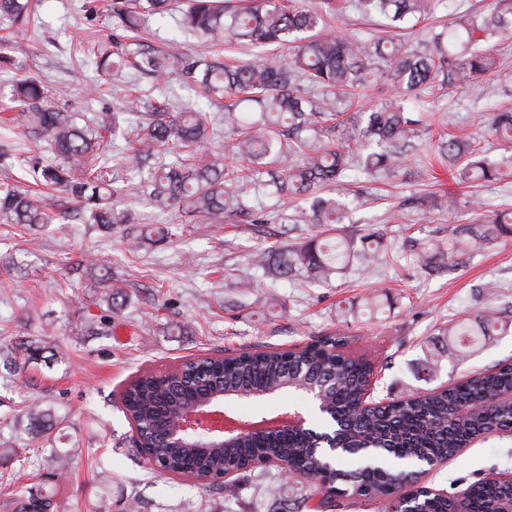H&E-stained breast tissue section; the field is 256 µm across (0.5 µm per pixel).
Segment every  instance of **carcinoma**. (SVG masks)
I'll return each instance as SVG.
<instances>
[{"label":"carcinoma","mask_w":512,"mask_h":512,"mask_svg":"<svg viewBox=\"0 0 512 512\" xmlns=\"http://www.w3.org/2000/svg\"><path fill=\"white\" fill-rule=\"evenodd\" d=\"M443 0H86V15L108 30L86 37L80 52L99 58L98 69L112 78L148 77L159 87L176 75L181 83L200 90L224 105V133L210 114L192 108L172 111L165 100L148 102L149 118L126 122L121 113L92 125L55 102L52 90L33 76L14 81L0 92V117L5 131L35 143L47 144L54 159L18 154L14 164L32 185L13 177L0 178V223L42 228L60 218L54 231H66L69 215L105 233L141 224L144 218L122 202L124 189L115 184L106 155L111 136L124 133L129 159L141 173L136 192L155 208L173 211L182 224H222L232 216L261 224L250 206L259 174L279 171L272 182L276 196L316 199L310 222L320 232L304 242L257 249L254 265L284 277H301L312 285L332 284L336 276L355 268L369 271L390 261L377 230L355 238L332 236L346 218L348 204L341 196L320 193L343 186L355 165L369 175L390 174L406 151L424 135L420 113L406 106L432 91L436 79L459 85L476 82L497 67L496 58L479 45L512 31V0L457 16L429 29V37L413 46L399 34L364 38L335 31L346 9L362 17L374 14L388 27L433 16ZM180 13L184 30L211 47L253 46L273 50L254 60L224 62L220 54L194 53L172 42L159 48L145 43L138 31L149 18L172 10ZM32 0H0V42L29 31ZM380 81L391 87L392 98L349 115L355 101L350 91ZM496 136L512 139V112L493 114ZM224 138V149L214 143ZM453 181L470 187L512 177V156L497 163L473 161L471 144L456 137L440 142ZM75 203L72 211L52 215L57 195ZM457 198L444 193L432 198L429 209L452 211ZM512 235V214L484 218L448 234L446 240L408 236L406 257L422 270H440L458 262L478 243ZM90 287L99 289L93 304L107 313L93 317L97 334L112 332L110 312L126 299L124 281L114 276L109 260L84 257ZM506 330L492 313L479 316L478 327L464 318L448 327L451 345L465 355L483 337ZM345 336L317 340L283 352L270 349L242 352L235 357H197L170 371L146 373L132 380L123 413L137 425L142 443L165 461L168 474L242 471V482L267 505L268 512L304 508L320 512L333 503L314 480L292 476L278 479L263 468H248L255 459H286L298 469L331 466L342 498L390 496L402 491L405 477L389 462L431 466L447 461L472 441L490 435L509 436L512 430V363L502 362L385 409L363 405L374 365L362 355L343 351ZM47 350L38 339H22L0 350L5 364L26 366ZM321 391L323 430L311 427L262 432L238 437L222 448H171L168 433L182 412L208 395L223 400H256ZM472 411L454 417L459 406ZM23 417L31 439L47 457L0 456L5 465H19L38 475L44 469L63 477L70 453L55 447L58 424L52 409L36 400L25 405ZM354 448H368L379 459L371 469L346 466L342 458ZM460 502L453 494H421L413 501H388L396 512H512V484L479 479L467 487ZM14 512H53L54 496L29 493L14 500Z\"/></svg>","instance_id":"1"}]
</instances>
